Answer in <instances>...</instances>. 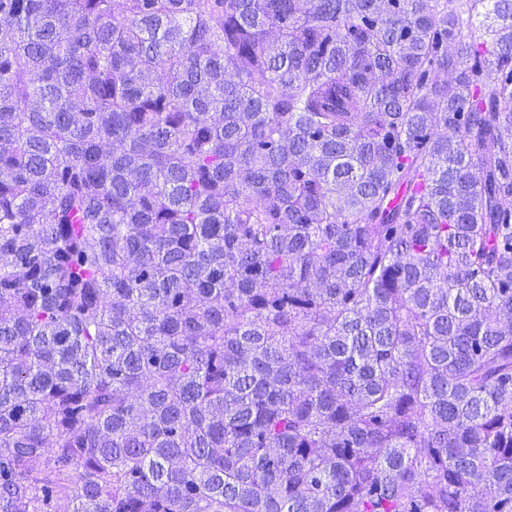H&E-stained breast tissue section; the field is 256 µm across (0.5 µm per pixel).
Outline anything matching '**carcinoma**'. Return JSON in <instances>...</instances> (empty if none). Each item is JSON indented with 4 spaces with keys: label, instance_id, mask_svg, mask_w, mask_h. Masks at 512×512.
Returning a JSON list of instances; mask_svg holds the SVG:
<instances>
[{
    "label": "carcinoma",
    "instance_id": "cac0c4a2",
    "mask_svg": "<svg viewBox=\"0 0 512 512\" xmlns=\"http://www.w3.org/2000/svg\"><path fill=\"white\" fill-rule=\"evenodd\" d=\"M0 512H512V0H0Z\"/></svg>",
    "mask_w": 512,
    "mask_h": 512
}]
</instances>
